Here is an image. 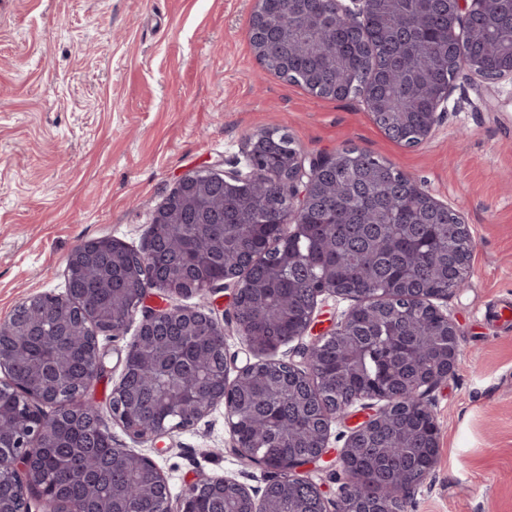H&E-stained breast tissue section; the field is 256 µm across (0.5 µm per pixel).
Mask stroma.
Segmentation results:
<instances>
[{
  "mask_svg": "<svg viewBox=\"0 0 512 512\" xmlns=\"http://www.w3.org/2000/svg\"><path fill=\"white\" fill-rule=\"evenodd\" d=\"M252 10L253 0H0V320L32 295L65 293L82 241L140 248L176 181L232 169L257 131L287 134L308 156L357 147L459 211L475 243L466 288L441 303L463 357L426 396L439 456L408 512H512V326L488 313L512 304V82L458 75L432 139L406 147L362 98H321L265 69ZM138 328L100 339L109 371L90 391L100 413ZM364 418L349 409L305 470L327 512L345 480L338 454ZM109 429L113 447L152 459L175 498L198 472L256 496L272 479L233 452L220 405L157 449Z\"/></svg>",
  "mask_w": 512,
  "mask_h": 512,
  "instance_id": "stroma-1",
  "label": "stroma"
}]
</instances>
